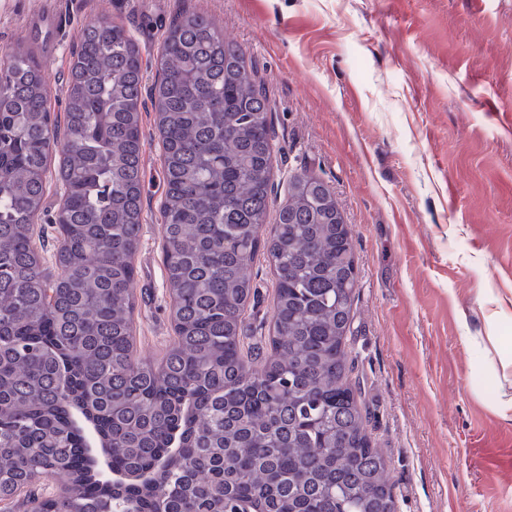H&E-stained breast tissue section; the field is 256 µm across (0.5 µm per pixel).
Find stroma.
<instances>
[{
	"instance_id": "obj_1",
	"label": "stroma",
	"mask_w": 512,
	"mask_h": 512,
	"mask_svg": "<svg viewBox=\"0 0 512 512\" xmlns=\"http://www.w3.org/2000/svg\"><path fill=\"white\" fill-rule=\"evenodd\" d=\"M42 0H0V49L55 38L44 62L63 114L77 33L104 17L136 41L153 85L170 22L210 19L266 90L273 198L309 174L335 192L358 283L349 381L382 452L395 512H512V377L466 337L512 336V0H55L65 28H27ZM143 229L134 349L160 366L174 329L163 265L157 114L141 110ZM243 315L269 355L265 255Z\"/></svg>"
}]
</instances>
